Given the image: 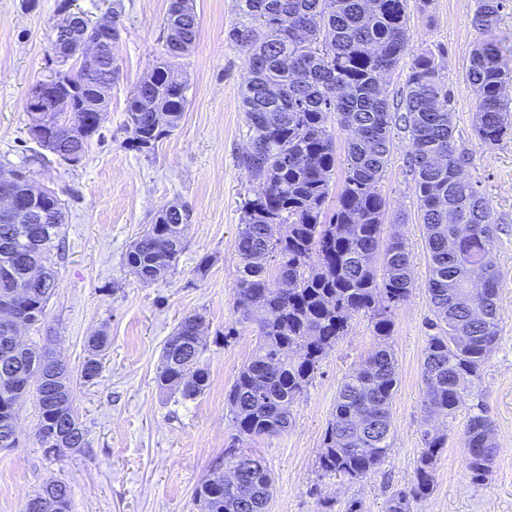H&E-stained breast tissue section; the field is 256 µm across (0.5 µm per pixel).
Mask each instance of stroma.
Segmentation results:
<instances>
[{"label":"stroma","mask_w":512,"mask_h":512,"mask_svg":"<svg viewBox=\"0 0 512 512\" xmlns=\"http://www.w3.org/2000/svg\"><path fill=\"white\" fill-rule=\"evenodd\" d=\"M59 0H0V170L23 168L49 185L66 211L57 288L42 324L21 329V339L60 356L76 381L75 411L87 431L82 452L51 456L41 446L35 398L19 412V439L0 448V512H23L45 484L70 487V512H199L195 491L224 459L234 432L225 394L255 345L251 328L228 344L215 334L234 318L239 258L235 249L242 205L252 182L237 156L248 145L240 92L249 74L245 53L227 40L242 22L236 0H195L199 32L181 61L187 105L177 128L154 151L127 149L126 98L164 53L169 0H123L124 29L113 51L119 73L103 123L83 163L72 167L28 135L31 88L52 73L48 35ZM477 0H407L411 53H432L448 83L458 146L471 155L465 170L489 201L497 225L500 271L499 341L456 414L441 428L448 442L435 463L432 494L412 501L411 512H512V139L488 148L474 128L476 96L466 74L481 39L472 18ZM409 136L392 132L388 166L377 185L386 201L384 224L402 223L415 287L395 312L392 348L398 388L392 402L393 445L374 472L350 481L323 476L318 456L344 376L373 350L367 318L351 319L322 362L307 393L291 408L288 431L244 442L272 473L269 512H386L389 498L409 490L428 427L421 378L431 314L426 291L428 254L418 222L415 181L407 157ZM187 204L192 220L183 251L166 280L145 284L125 255L166 205ZM204 318L203 362L209 385L186 400L160 390L161 349L186 315ZM105 330L109 347L94 382L78 380L87 342ZM492 420L498 452L486 481H474L462 448L470 415Z\"/></svg>","instance_id":"1"}]
</instances>
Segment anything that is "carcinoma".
<instances>
[{
    "mask_svg": "<svg viewBox=\"0 0 512 512\" xmlns=\"http://www.w3.org/2000/svg\"><path fill=\"white\" fill-rule=\"evenodd\" d=\"M247 22L228 30L227 39L245 50L251 77L241 94L248 127V147L238 164L254 183L244 201L236 239L240 264L234 289L232 325L255 327L256 343L226 394L232 416V444L224 465H236L247 440L288 431L290 407L313 382L328 352L347 335L353 316L369 319L375 349L345 375L336 393L332 420L325 431L319 468L325 475L358 479L376 470L391 448L392 401L398 384L391 348L395 310L414 287L409 253L401 225L383 237L385 202L377 192L388 163L392 130L402 123L410 140L418 216L425 230L430 266L427 293L432 317L422 363L424 407L429 417L450 418L479 377L498 341V271L492 210L477 185L464 175L469 153L456 145L450 90L430 52L413 56L391 110L384 75L408 52L406 0H238ZM504 0H478L474 26L484 38L469 58L467 80L478 96L475 134L493 147L512 137V103L505 91L512 69L508 48L492 38ZM199 19L194 6L169 9L164 23L165 56L126 101L128 147L146 151L178 126L186 108V80L178 60L195 45ZM73 33L80 40L97 36L96 22L82 13L72 16L57 5L51 35ZM119 71L108 48L93 69L66 61L55 71V100L48 115H62L50 129L47 147L64 160L71 145L86 151L101 136L98 114L109 111L112 84ZM166 114V126H155L154 114ZM344 137L337 155L333 131ZM345 179L336 193V210L326 216L330 176L336 167ZM16 179L0 181L9 193L45 213L40 232L23 237L17 225L0 220V253L35 264L43 277L18 285L0 279V308L20 315L45 317L55 288L56 259L61 255L64 205L57 195L36 191L24 169ZM190 209L175 203L159 212L145 234L126 254V262L145 284L167 279L181 253ZM484 279L479 297L484 318L472 317L458 301L474 275ZM197 314L184 317L162 348L157 377L162 389L187 400L200 395L209 373L201 362L203 337ZM465 336L460 344L456 337ZM108 347L105 333L89 340L80 377L97 378ZM59 361L47 347L24 345L15 359L17 375L0 373V425L18 419L24 399L18 382L31 361ZM39 410L37 435L56 437V455L87 446V432L73 407L72 393L34 394ZM64 416L79 433L56 432ZM448 442L440 429L425 432L424 448L409 492L394 495L388 512H410V499L430 495L434 464ZM467 468L477 481L490 473L497 451L492 422L483 413L469 417L463 434ZM235 481L213 472L196 490L201 512H269L273 479L264 460Z\"/></svg>",
    "mask_w": 512,
    "mask_h": 512,
    "instance_id": "1",
    "label": "carcinoma"
}]
</instances>
